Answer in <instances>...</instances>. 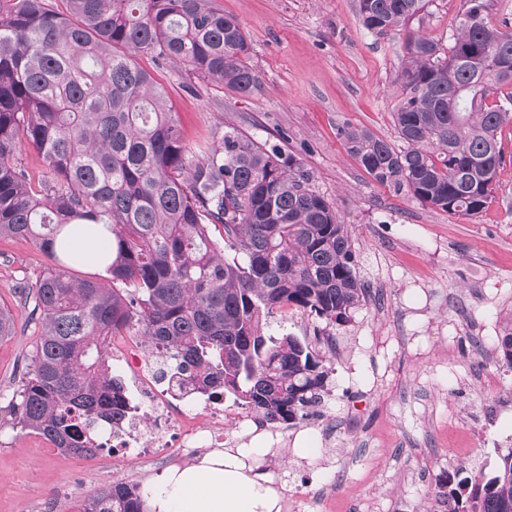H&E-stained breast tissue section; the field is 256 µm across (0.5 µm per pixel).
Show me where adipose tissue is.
Wrapping results in <instances>:
<instances>
[{
    "instance_id": "adipose-tissue-1",
    "label": "adipose tissue",
    "mask_w": 512,
    "mask_h": 512,
    "mask_svg": "<svg viewBox=\"0 0 512 512\" xmlns=\"http://www.w3.org/2000/svg\"><path fill=\"white\" fill-rule=\"evenodd\" d=\"M273 440L258 433L235 448H215L173 466L147 487L148 512H281V495L258 460Z\"/></svg>"
}]
</instances>
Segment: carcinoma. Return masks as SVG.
Listing matches in <instances>:
<instances>
[{
  "mask_svg": "<svg viewBox=\"0 0 512 512\" xmlns=\"http://www.w3.org/2000/svg\"><path fill=\"white\" fill-rule=\"evenodd\" d=\"M0 0V238L33 241L53 262L14 292L40 330L0 412L65 453L125 414L126 388L108 340L140 334L172 356L180 389L233 399L266 423L294 425L321 403L329 369L274 313L336 325L368 297L346 225L276 145L224 130L194 159L164 92L136 62L146 53L250 94L240 23L210 0ZM491 0H465L450 45L406 47L393 112L398 147L362 127L340 129L377 184L406 190L451 217L489 206L512 126V30L486 22ZM424 0H359L363 26L388 36ZM43 157L33 182L22 144ZM71 224H102L107 277L74 276ZM222 228L221 240L210 227ZM512 368V324L498 340ZM445 512H512V449L491 475L458 468L437 483ZM76 512H147L145 491L115 481Z\"/></svg>",
  "mask_w": 512,
  "mask_h": 512,
  "instance_id": "obj_1",
  "label": "carcinoma"
}]
</instances>
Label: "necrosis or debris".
<instances>
[{"mask_svg":"<svg viewBox=\"0 0 512 512\" xmlns=\"http://www.w3.org/2000/svg\"><path fill=\"white\" fill-rule=\"evenodd\" d=\"M136 401L119 426H99L93 431L98 448L128 451L140 449L157 459L175 448H220L224 445V411L205 406L202 413L189 416L179 406L183 392L163 388L164 357L138 363Z\"/></svg>","mask_w":512,"mask_h":512,"instance_id":"1","label":"necrosis or debris"}]
</instances>
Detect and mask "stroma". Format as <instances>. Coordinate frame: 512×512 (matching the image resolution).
Masks as SVG:
<instances>
[{
  "instance_id": "35a3bbf8",
  "label": "stroma",
  "mask_w": 512,
  "mask_h": 512,
  "mask_svg": "<svg viewBox=\"0 0 512 512\" xmlns=\"http://www.w3.org/2000/svg\"><path fill=\"white\" fill-rule=\"evenodd\" d=\"M211 3L243 28L257 90L242 95L146 54L138 64L164 87L194 156L218 145L229 126L295 156L347 225L369 290L347 323L330 327L329 343L317 341L301 314L270 319L269 334L307 340L330 374L308 417L289 427L264 424L280 452L260 467L281 493L282 512H440L442 473L461 466L492 473L512 448V368L497 351L512 321V126L502 131L495 199L473 219L375 183L339 130L359 126L395 140L406 42L448 38L465 0H428L386 38L364 28L358 0ZM49 265L31 241H0V305L18 327L0 340L2 407L38 339L13 287ZM294 446L322 454L284 456ZM193 459L188 452L162 461L50 453L41 437L0 423V512H72L114 481L141 484Z\"/></svg>"
}]
</instances>
